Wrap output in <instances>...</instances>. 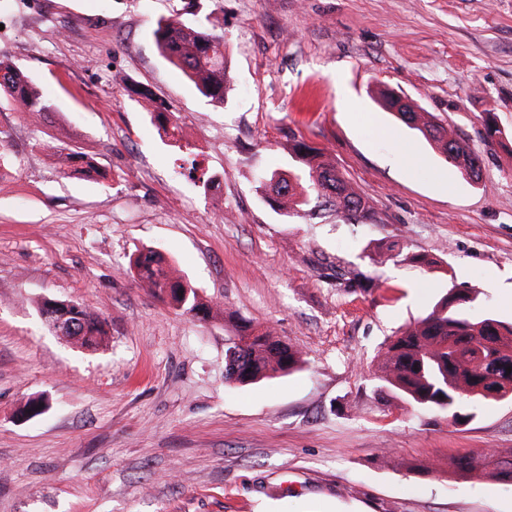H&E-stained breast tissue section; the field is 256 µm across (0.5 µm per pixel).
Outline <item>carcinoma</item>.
<instances>
[{
    "instance_id": "1",
    "label": "carcinoma",
    "mask_w": 512,
    "mask_h": 512,
    "mask_svg": "<svg viewBox=\"0 0 512 512\" xmlns=\"http://www.w3.org/2000/svg\"><path fill=\"white\" fill-rule=\"evenodd\" d=\"M214 20L204 14L188 21L180 16L162 18L152 30L161 56L182 73L207 98L224 101L228 78V59L224 36L214 31ZM0 92L14 105L33 114L50 110L39 88L11 62L0 59ZM381 105L404 123L420 131L451 163L470 179L480 172L479 156L441 124L401 102L392 92H382ZM291 153L302 165L307 178L323 203L335 208L348 221L361 222L373 216V208L349 181L317 149L296 141ZM267 200L279 211L290 213L306 204L290 180L281 175L266 179ZM402 251L392 242L369 255L374 263L399 261ZM138 282L159 298L198 320L212 316V308L203 301L189 282L174 275L162 257L151 249L139 251L133 260ZM476 300L470 289L453 290L439 300L431 311L407 326L382 352L377 375V390L391 391L414 407L444 415L455 422L475 417L478 406L512 398V324L493 314L475 313ZM44 314H61L71 327L68 339L87 349L97 348L107 336L106 321L92 315L79 304L47 300ZM234 336L225 351V380L246 385L271 379L301 368L302 354L287 342L266 330L255 332L234 325ZM238 336L252 340L244 348L232 344ZM462 475H482L512 483V455L490 449L479 457L459 456L454 461Z\"/></svg>"
}]
</instances>
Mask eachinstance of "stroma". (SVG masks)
Masks as SVG:
<instances>
[{
  "label": "stroma",
  "instance_id": "obj_1",
  "mask_svg": "<svg viewBox=\"0 0 512 512\" xmlns=\"http://www.w3.org/2000/svg\"><path fill=\"white\" fill-rule=\"evenodd\" d=\"M197 11L224 20L220 104L151 38ZM0 57L51 105L33 123L0 94V512H512V484L452 468L512 453V399L454 423L375 388L390 338L451 289L512 322V0H0ZM383 88L467 143L479 179L383 109ZM160 104L176 139L151 121ZM296 140L374 221L267 204ZM60 151L96 172L62 175ZM186 157L206 180L181 175ZM381 241L405 261L371 262ZM144 248L214 318L141 287ZM359 271L373 292L344 288ZM48 299L104 318L108 343L50 332ZM228 313L304 369L226 382ZM33 397L47 410L21 416Z\"/></svg>",
  "mask_w": 512,
  "mask_h": 512
}]
</instances>
